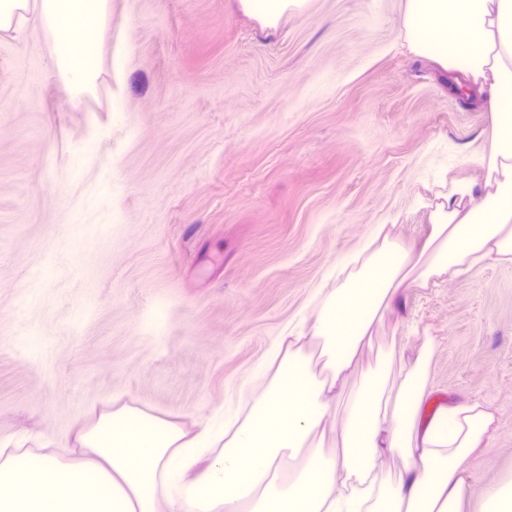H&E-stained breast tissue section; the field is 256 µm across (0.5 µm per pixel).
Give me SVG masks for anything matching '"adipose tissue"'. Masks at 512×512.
Here are the masks:
<instances>
[{"label":"adipose tissue","instance_id":"obj_1","mask_svg":"<svg viewBox=\"0 0 512 512\" xmlns=\"http://www.w3.org/2000/svg\"><path fill=\"white\" fill-rule=\"evenodd\" d=\"M310 2L239 0L268 28ZM109 14L110 0H0V31L42 33L77 103L97 86ZM403 30L414 56L467 77L487 114L478 173L442 175L425 239L380 225L320 289L309 333L276 339L270 380L237 415L219 409L189 429L122 405L80 426L71 448L1 439L0 512H462L468 460L497 411L467 401L419 425L435 340L409 358L382 335L408 289L512 264V0H405Z\"/></svg>","mask_w":512,"mask_h":512}]
</instances>
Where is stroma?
Here are the masks:
<instances>
[{
	"mask_svg": "<svg viewBox=\"0 0 512 512\" xmlns=\"http://www.w3.org/2000/svg\"><path fill=\"white\" fill-rule=\"evenodd\" d=\"M403 4L312 0L267 29L237 0H112L102 57L129 64L77 104L40 33L0 32V439L68 448L116 401L188 425L234 413L244 371L310 324L316 289L375 225L426 235L418 196L448 166L475 174L487 116L411 55ZM107 166V232L80 234ZM63 235L90 264L58 260L27 303ZM395 314L407 355L412 322L440 340L430 398L500 411L469 460L464 512H479L512 473V265L409 289Z\"/></svg>",
	"mask_w": 512,
	"mask_h": 512,
	"instance_id": "stroma-1",
	"label": "stroma"
}]
</instances>
